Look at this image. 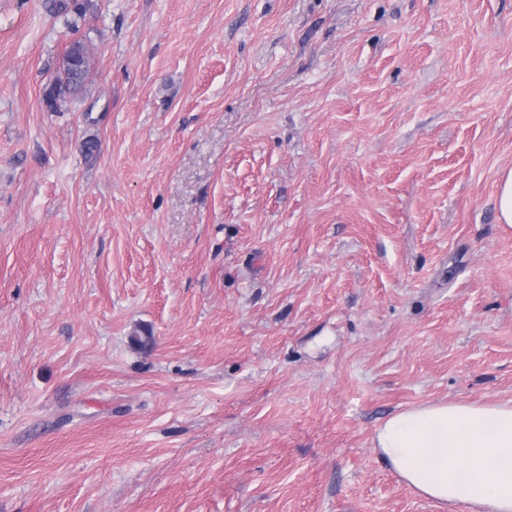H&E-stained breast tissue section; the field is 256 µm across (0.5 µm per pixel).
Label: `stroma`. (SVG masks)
I'll list each match as a JSON object with an SVG mask.
<instances>
[{
	"label": "stroma",
	"instance_id": "obj_1",
	"mask_svg": "<svg viewBox=\"0 0 512 512\" xmlns=\"http://www.w3.org/2000/svg\"><path fill=\"white\" fill-rule=\"evenodd\" d=\"M511 170L512 0H0V512H442L373 435L512 400ZM64 57L67 61L62 62L59 76L45 95L47 106L52 111H57L58 102H65L67 97L82 91L91 71V59L82 41L71 42ZM496 204L501 224L512 226V170L503 176L498 185Z\"/></svg>",
	"mask_w": 512,
	"mask_h": 512
}]
</instances>
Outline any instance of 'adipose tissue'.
I'll return each mask as SVG.
<instances>
[{
    "label": "adipose tissue",
    "instance_id": "adipose-tissue-1",
    "mask_svg": "<svg viewBox=\"0 0 512 512\" xmlns=\"http://www.w3.org/2000/svg\"><path fill=\"white\" fill-rule=\"evenodd\" d=\"M373 445L404 484L440 506L512 512V401L414 406L381 424Z\"/></svg>",
    "mask_w": 512,
    "mask_h": 512
}]
</instances>
